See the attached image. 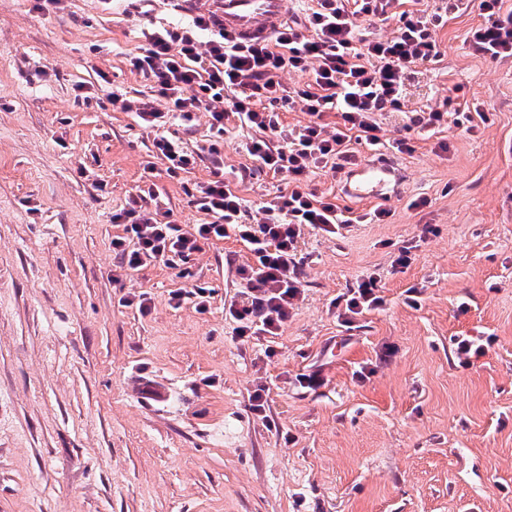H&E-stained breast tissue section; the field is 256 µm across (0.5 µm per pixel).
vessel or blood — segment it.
<instances>
[{"label": "vessel or blood", "mask_w": 512, "mask_h": 512, "mask_svg": "<svg viewBox=\"0 0 512 512\" xmlns=\"http://www.w3.org/2000/svg\"><path fill=\"white\" fill-rule=\"evenodd\" d=\"M190 13L212 12L226 31L244 36H268L286 19V0H184ZM405 174L388 156L362 160L345 175L342 191L361 203L384 201L398 194Z\"/></svg>", "instance_id": "b4317fda"}]
</instances>
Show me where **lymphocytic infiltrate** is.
<instances>
[{
    "label": "lymphocytic infiltrate",
    "instance_id": "obj_1",
    "mask_svg": "<svg viewBox=\"0 0 512 512\" xmlns=\"http://www.w3.org/2000/svg\"><path fill=\"white\" fill-rule=\"evenodd\" d=\"M302 17L283 22L265 39H246L225 32L216 15L200 13L188 21L156 26L146 44L129 56L133 71L150 83L152 94L130 99L110 94L108 102L130 112L144 128L155 130L150 151L166 163L170 178L182 179L199 162L209 164L211 177L188 188L189 202L206 215L205 223L186 227L159 204L155 184L139 187L113 211L122 232L112 238L118 262L113 281L154 263L176 268L205 246L229 237L246 244L251 262L235 269L240 298L228 314L238 338L276 336L301 299L303 265L298 248L304 227L338 235L352 219L334 196L317 193L311 182L318 172L344 173L358 159V146L380 150L387 112H406V133L393 140L394 153L410 154L417 135H434L449 126L476 132L491 113L455 106L452 98L411 112L409 87L441 54L439 33L459 11L448 0L443 12L428 13L418 0H306ZM506 0H478L481 23L466 40L474 56L498 61L512 57V8ZM395 20L391 36L364 38L363 25ZM302 83L286 92L282 73ZM298 105L304 124H284L277 105ZM164 108H157V101ZM206 112L212 139L188 150L181 141L160 134L168 118L193 127ZM247 131L244 145L251 166L227 180L224 136L230 129ZM261 171L284 174L288 182L274 200L250 208L237 185ZM381 278L371 273L343 297L338 316L343 323L383 304Z\"/></svg>",
    "mask_w": 512,
    "mask_h": 512
}]
</instances>
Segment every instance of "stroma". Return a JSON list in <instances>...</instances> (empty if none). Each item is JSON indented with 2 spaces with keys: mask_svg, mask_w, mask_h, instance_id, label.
I'll list each match as a JSON object with an SVG mask.
<instances>
[{
  "mask_svg": "<svg viewBox=\"0 0 512 512\" xmlns=\"http://www.w3.org/2000/svg\"><path fill=\"white\" fill-rule=\"evenodd\" d=\"M36 4L0 0V512H512V58L472 55L477 9L449 18L410 99L459 85L493 123L397 155L406 181L383 223L306 228L303 300L279 335L243 342L227 313L250 259L236 238L197 253L190 278L156 264L112 280V211L137 186L164 189L178 223L203 221L150 161L153 132L105 106L150 94L127 57L149 24L186 21L180 0L147 19L126 0ZM418 196L429 207L408 209ZM373 272L383 305L338 320ZM194 279L211 289L203 312L171 300ZM139 293L147 312L123 304ZM457 336L491 344L463 367ZM316 370L323 385L304 387ZM137 380L169 398L139 397Z\"/></svg>",
  "mask_w": 512,
  "mask_h": 512,
  "instance_id": "stroma-1",
  "label": "stroma"
}]
</instances>
